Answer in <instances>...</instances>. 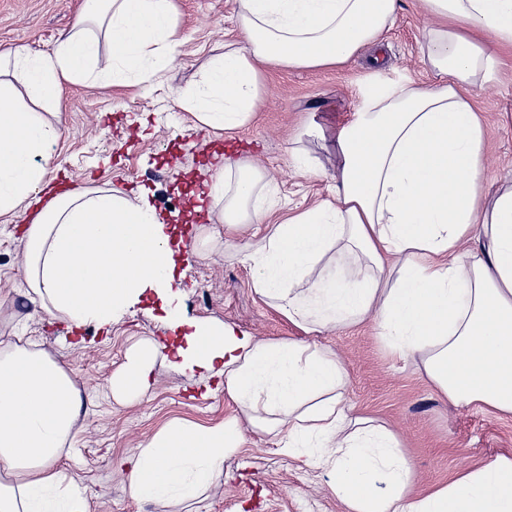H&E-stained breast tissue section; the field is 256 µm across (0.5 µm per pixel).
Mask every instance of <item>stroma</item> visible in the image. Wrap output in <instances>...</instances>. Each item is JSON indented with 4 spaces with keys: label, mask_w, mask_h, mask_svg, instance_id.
I'll return each mask as SVG.
<instances>
[{
    "label": "stroma",
    "mask_w": 512,
    "mask_h": 512,
    "mask_svg": "<svg viewBox=\"0 0 512 512\" xmlns=\"http://www.w3.org/2000/svg\"><path fill=\"white\" fill-rule=\"evenodd\" d=\"M83 0H0V52L25 47L51 54L74 30ZM178 30L187 41L177 59L163 67L152 87L115 84L89 75L65 80L55 106L60 136L49 170L71 175L86 188H110L135 204L170 203L166 223H179L185 199L206 178L205 144L243 140L244 159L258 160L277 178L279 205L273 221L330 198L336 167V133L361 106L374 85H428L435 74L423 58L421 34L431 16L419 0H399L394 25L379 42L364 46L342 65L292 69L263 65L264 101L245 126L214 134L177 100L179 90L198 84L224 45L240 39L236 0H173ZM486 154L484 191L512 186V60L497 81L474 91ZM303 148L318 174L289 166L285 150ZM181 160L166 179L171 153ZM35 208L0 216V339L29 346L60 362L87 398L79 441L60 466L77 477L91 512H348L322 470L289 456L278 437L252 429L246 412L224 392V382L202 370L182 373L157 359L146 397L127 404L113 400L108 381L128 349L143 338L180 345L184 330H170L162 300L147 291L117 317L109 330L88 325L71 329L58 315L30 304L23 245L25 224ZM218 222L199 224L181 251L171 292L190 319H215L236 334L271 340H302L306 334L256 294L252 272L224 254ZM315 342L335 351L347 369L344 397L356 417L390 429L414 468V486L427 492L448 485L463 472L500 458L512 460V414L480 405H453L424 372L419 357H402L365 322L327 331ZM237 418L242 447L228 451L224 477L199 498L169 506L133 500L122 460L174 419L211 425Z\"/></svg>",
    "instance_id": "stroma-1"
}]
</instances>
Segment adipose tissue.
Listing matches in <instances>:
<instances>
[{
  "label": "adipose tissue",
  "instance_id": "1",
  "mask_svg": "<svg viewBox=\"0 0 512 512\" xmlns=\"http://www.w3.org/2000/svg\"><path fill=\"white\" fill-rule=\"evenodd\" d=\"M434 22L422 32L437 80L370 89L337 134L335 198L277 224L275 181L256 162L223 158L206 195L235 231L265 224L254 242L225 239L253 272L257 294L295 326L320 334L371 321L396 353L420 355L454 404L512 414V187L485 200V143L470 90L495 79L512 51V0H421ZM240 46L225 45L199 86L181 101L199 128L246 125L262 101L260 68H318L347 62L393 23L398 0H237ZM103 27L101 56L90 26ZM185 38L171 0H84L75 30L54 55L17 48L0 56L23 75L0 79V215L28 208L49 173L59 128L52 105L61 77L99 68L112 83L149 87L157 57L175 59ZM27 103H20V96ZM21 240L27 298L73 326H111L146 289L165 294L174 251L157 214L109 188L56 198ZM349 250L358 270L339 276L323 261ZM173 364L216 371L255 428L284 433L289 454L316 464L349 512H512V460L463 473L426 494L392 431L351 417L342 359L316 342L238 336L224 322L187 320ZM165 344L144 339L110 380L114 399L143 398ZM85 399L51 357L0 348V512H90L79 484L58 462L79 431ZM245 438L236 420L166 424L130 459L131 497L158 504L195 499L224 476L228 449Z\"/></svg>",
  "mask_w": 512,
  "mask_h": 512
}]
</instances>
